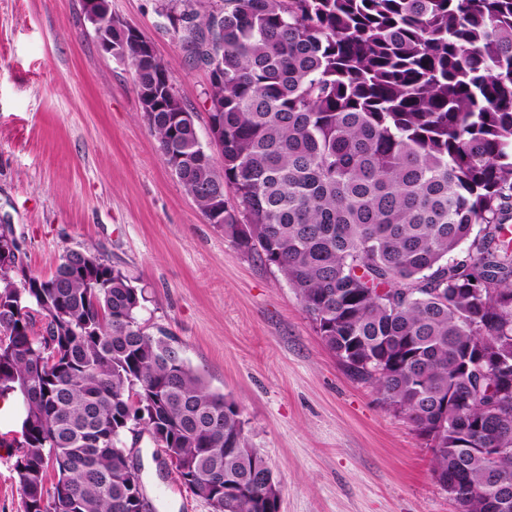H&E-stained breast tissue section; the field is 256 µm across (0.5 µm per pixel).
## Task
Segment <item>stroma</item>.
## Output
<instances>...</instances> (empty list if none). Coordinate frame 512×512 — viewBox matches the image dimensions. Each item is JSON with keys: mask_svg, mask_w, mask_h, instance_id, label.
<instances>
[{"mask_svg": "<svg viewBox=\"0 0 512 512\" xmlns=\"http://www.w3.org/2000/svg\"><path fill=\"white\" fill-rule=\"evenodd\" d=\"M160 0H110L168 63L210 147L207 71L189 61ZM14 226L35 275L90 248L147 300L148 333L171 336L209 388L236 399L280 484L279 512H456L414 426L351 380L296 291L201 214L166 165L133 73L103 52L82 0H0V223ZM20 409L0 411V512H21ZM138 445L152 512H212Z\"/></svg>", "mask_w": 512, "mask_h": 512, "instance_id": "35a3bbf8", "label": "stroma"}]
</instances>
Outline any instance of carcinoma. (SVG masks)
<instances>
[{"label":"carcinoma","mask_w":512,"mask_h":512,"mask_svg":"<svg viewBox=\"0 0 512 512\" xmlns=\"http://www.w3.org/2000/svg\"><path fill=\"white\" fill-rule=\"evenodd\" d=\"M160 8L189 60L220 72L217 159L169 95V66L106 21L94 30L161 100L149 127L167 166L208 223L277 267L346 375L412 422L439 484L458 480V512H490L481 448L511 449L495 467L512 475V402L493 411L512 389V0ZM13 248L0 253V397L26 415L22 512H135L131 432L213 512H279L239 404L145 331L144 289L89 249L45 279Z\"/></svg>","instance_id":"carcinoma-1"}]
</instances>
